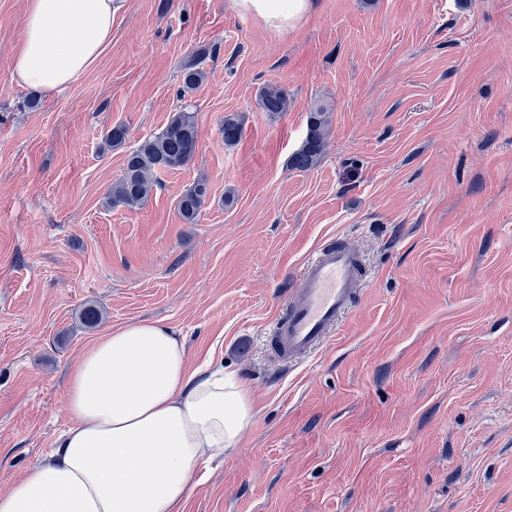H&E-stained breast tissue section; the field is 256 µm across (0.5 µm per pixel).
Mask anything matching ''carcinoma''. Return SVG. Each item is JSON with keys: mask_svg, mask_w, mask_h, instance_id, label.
<instances>
[{"mask_svg": "<svg viewBox=\"0 0 512 512\" xmlns=\"http://www.w3.org/2000/svg\"><path fill=\"white\" fill-rule=\"evenodd\" d=\"M206 50L198 49L181 64L180 97L196 89L205 79L202 67ZM288 96L278 86L263 88L259 93L262 111L278 114L287 109ZM328 112L317 107L309 112L307 133L299 147L289 159L291 168L306 171L320 160L326 146ZM242 121L237 113L224 114L222 134L224 145L233 146L242 137ZM199 147V131L195 116L188 107L182 106L173 113L161 133L146 139L138 148L126 155L122 176L112 184L106 204L112 208L122 207L133 211L142 208L150 195L159 172L186 166L196 155ZM208 196V182L197 179L180 196L177 208L182 219L194 223ZM103 319V312L94 305L85 306L79 313L81 324L89 329Z\"/></svg>", "mask_w": 512, "mask_h": 512, "instance_id": "carcinoma-1", "label": "carcinoma"}]
</instances>
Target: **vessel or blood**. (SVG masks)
<instances>
[{"label": "vessel or blood", "mask_w": 512, "mask_h": 512, "mask_svg": "<svg viewBox=\"0 0 512 512\" xmlns=\"http://www.w3.org/2000/svg\"><path fill=\"white\" fill-rule=\"evenodd\" d=\"M362 276L361 255L352 245L340 242L321 249L275 318L272 344L282 360L306 356L330 336L352 307Z\"/></svg>", "instance_id": "obj_1"}]
</instances>
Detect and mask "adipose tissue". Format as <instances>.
<instances>
[{
  "instance_id": "obj_1",
  "label": "adipose tissue",
  "mask_w": 512,
  "mask_h": 512,
  "mask_svg": "<svg viewBox=\"0 0 512 512\" xmlns=\"http://www.w3.org/2000/svg\"><path fill=\"white\" fill-rule=\"evenodd\" d=\"M127 0H26L10 78L46 92L93 70ZM290 29L313 0H234ZM71 425L0 493V512H179L192 479L233 448L255 414L244 381L222 365L189 367L182 336L160 322L112 330L71 368Z\"/></svg>"
}]
</instances>
